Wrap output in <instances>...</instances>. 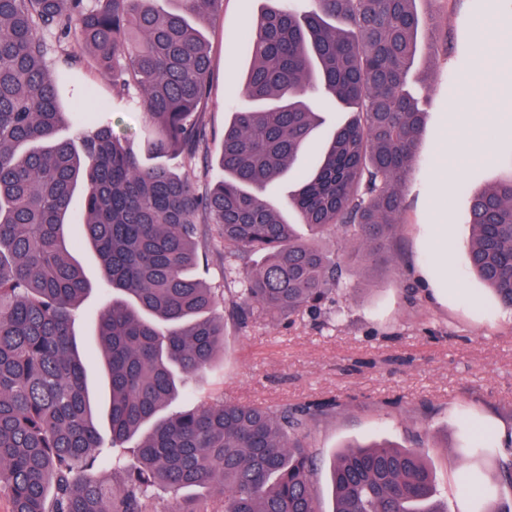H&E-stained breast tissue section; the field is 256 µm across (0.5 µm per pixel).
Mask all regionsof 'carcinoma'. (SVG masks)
<instances>
[{
  "instance_id": "1",
  "label": "carcinoma",
  "mask_w": 512,
  "mask_h": 512,
  "mask_svg": "<svg viewBox=\"0 0 512 512\" xmlns=\"http://www.w3.org/2000/svg\"><path fill=\"white\" fill-rule=\"evenodd\" d=\"M0 0V489L10 512H147L149 488H198L174 512H324L313 494L318 456L310 428L334 399L271 408L220 401L178 409L190 382L224 353V320L290 321L321 314L343 267L383 266L425 125L428 93L410 90L423 19L416 0H295L246 23L251 66L219 167L201 196L157 160L192 156L207 132L199 110L209 51L199 23L223 0ZM66 43L51 61L50 39ZM106 69L112 92H140L143 155L110 125L63 136L58 87L74 63ZM321 94L356 117L336 126L294 195L315 234L354 232L331 257L300 238L261 194L297 161L317 124ZM154 161L147 165L143 159ZM83 188L78 227L97 254L94 284L70 252V205ZM200 224L245 261L247 287L224 300L191 274ZM468 263L512 308V178L472 195ZM107 296L94 333L109 388L99 425L75 331L77 305ZM140 471L119 487L95 479ZM332 512H445L420 446H352L330 465ZM488 493L483 471L464 472Z\"/></svg>"
}]
</instances>
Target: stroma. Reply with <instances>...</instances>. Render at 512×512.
<instances>
[{
  "instance_id": "1",
  "label": "stroma",
  "mask_w": 512,
  "mask_h": 512,
  "mask_svg": "<svg viewBox=\"0 0 512 512\" xmlns=\"http://www.w3.org/2000/svg\"><path fill=\"white\" fill-rule=\"evenodd\" d=\"M486 0H419L424 19L418 75H429L432 91L404 210L394 229L389 266L347 267L335 303L319 316L292 324L270 319L240 325L226 322L224 354L194 386L188 404L217 399L278 407L314 398H336V413L315 424L309 441L319 457L313 488L331 507L328 464L353 443L386 442L412 446L422 439L446 512H498L512 503L499 462L512 456V311L503 309L489 287L468 267L463 242L471 233V192L512 177V49H501L493 71L483 79L485 99L474 100L472 58L482 44L473 21ZM263 0H224L216 20L205 26L210 50L209 90L202 119L207 141L191 158L170 160L198 193L208 191L221 172L218 155L224 125L244 108L240 80L250 59L238 37ZM94 89L107 102L96 120L127 136L139 149L144 122L138 92L112 95L110 74L79 66L68 71L63 93L79 96ZM494 101V114L478 137L483 146L469 160L451 156L450 111H482ZM308 171L304 160L288 175L270 182L265 196L301 236L306 225L292 195ZM447 177L448 193L436 191ZM448 227V263H437L430 240L433 225ZM201 256L193 274L216 300L240 288V262L225 256L224 241L207 228L198 240ZM488 440L495 454L482 462L493 493L473 501L462 477L464 450Z\"/></svg>"
}]
</instances>
